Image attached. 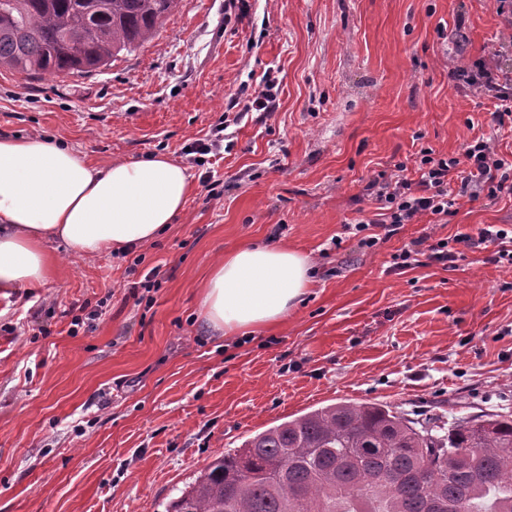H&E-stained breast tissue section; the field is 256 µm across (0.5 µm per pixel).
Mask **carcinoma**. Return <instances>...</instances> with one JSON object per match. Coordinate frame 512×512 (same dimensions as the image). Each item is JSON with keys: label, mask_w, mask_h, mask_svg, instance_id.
<instances>
[{"label": "carcinoma", "mask_w": 512, "mask_h": 512, "mask_svg": "<svg viewBox=\"0 0 512 512\" xmlns=\"http://www.w3.org/2000/svg\"><path fill=\"white\" fill-rule=\"evenodd\" d=\"M180 0H0V68L87 74L144 46ZM512 512V415L417 422L335 403L211 461L166 512Z\"/></svg>", "instance_id": "1"}]
</instances>
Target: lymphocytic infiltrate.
Segmentation results:
<instances>
[{
	"label": "lymphocytic infiltrate",
	"instance_id": "1",
	"mask_svg": "<svg viewBox=\"0 0 512 512\" xmlns=\"http://www.w3.org/2000/svg\"><path fill=\"white\" fill-rule=\"evenodd\" d=\"M459 79L475 94L497 100L498 105L490 114L492 123L502 127L512 121V82L501 79L498 67L490 60L482 59L462 69ZM463 162L469 169L461 175L458 191H451L448 177ZM405 170V164H396L394 173L379 174L368 184L379 210L373 220L362 219L353 224L360 246L370 248L377 244L379 238L367 233L372 226L382 229L383 236L389 238L423 214L434 216L437 223H447L459 196H483L492 201L512 196V160L500 157L491 142L481 137L464 143L458 158L438 157L433 149H422L415 177H408ZM456 241L469 248L495 244L493 262L512 266V226L488 224L477 235L459 234Z\"/></svg>",
	"mask_w": 512,
	"mask_h": 512
}]
</instances>
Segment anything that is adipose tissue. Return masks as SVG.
Instances as JSON below:
<instances>
[{"label":"adipose tissue","instance_id":"obj_1","mask_svg":"<svg viewBox=\"0 0 512 512\" xmlns=\"http://www.w3.org/2000/svg\"><path fill=\"white\" fill-rule=\"evenodd\" d=\"M190 187L187 168L164 154L94 166L67 145L0 137V295L47 282L56 262L51 242L91 257L154 241ZM310 284L307 255L244 244L211 267L203 317L227 336L280 324Z\"/></svg>","mask_w":512,"mask_h":512}]
</instances>
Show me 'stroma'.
<instances>
[{"label":"stroma","mask_w":512,"mask_h":512,"mask_svg":"<svg viewBox=\"0 0 512 512\" xmlns=\"http://www.w3.org/2000/svg\"><path fill=\"white\" fill-rule=\"evenodd\" d=\"M496 7L249 0L230 21L225 0H181L106 70H0V136L63 141L98 165L184 162L263 79L278 103L227 123L206 168L220 199L189 167L186 205L153 243L57 249L47 283L0 296V512H165L248 436L344 400L448 423L512 415V267L454 240L512 225V197L458 198L447 223L425 215L371 248L347 229L377 208L368 182L421 148L455 156L480 136L512 158L492 99L451 79L495 53L512 74ZM426 234L458 260L393 270ZM245 241L301 251L314 282L284 324L226 337L203 320L200 287ZM155 267L157 287L140 288Z\"/></svg>","instance_id":"1"}]
</instances>
